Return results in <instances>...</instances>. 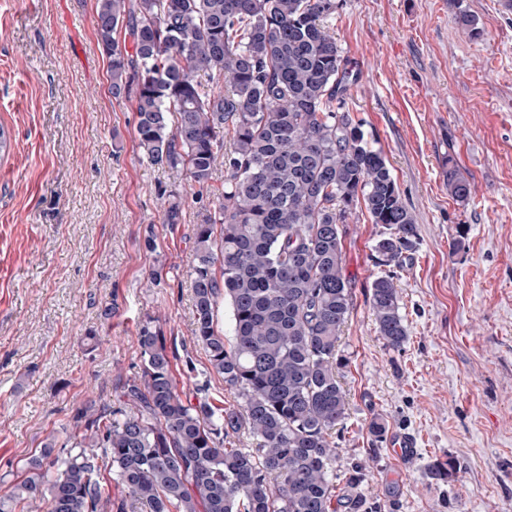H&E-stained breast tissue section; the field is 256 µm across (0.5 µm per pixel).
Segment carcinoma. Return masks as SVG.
Wrapping results in <instances>:
<instances>
[{
  "mask_svg": "<svg viewBox=\"0 0 512 512\" xmlns=\"http://www.w3.org/2000/svg\"><path fill=\"white\" fill-rule=\"evenodd\" d=\"M335 12L336 0H95L110 92L134 102L139 148L208 196L191 264L194 338L240 402L184 397L149 320L141 374L118 407L77 408L73 432L46 443L0 512H336L331 436L348 409L337 343L353 310L340 224L364 202L392 229L374 249L393 267L417 225L384 154L339 114L347 72L326 23ZM219 161L224 186L213 189ZM448 187L470 195L453 169ZM158 196L163 223H182L178 193ZM370 288L379 333L399 349L395 277ZM221 298L230 337L215 325ZM243 426L257 447H224ZM361 482L358 471L346 478L348 512H369Z\"/></svg>",
  "mask_w": 512,
  "mask_h": 512,
  "instance_id": "1",
  "label": "carcinoma"
}]
</instances>
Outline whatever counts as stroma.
Returning <instances> with one entry per match:
<instances>
[{
  "label": "stroma",
  "instance_id": "1",
  "mask_svg": "<svg viewBox=\"0 0 512 512\" xmlns=\"http://www.w3.org/2000/svg\"><path fill=\"white\" fill-rule=\"evenodd\" d=\"M95 0H0V498L76 408L139 369L155 319L188 398H238L194 340L189 276L203 211L143 162L132 101L112 98ZM352 75L343 112L386 156L418 239L398 269L407 340L369 304L389 234L357 205L340 226L354 309L338 342L349 409L339 476L361 467L373 512H512V6L506 0H336ZM475 20L471 37L458 16ZM456 169L471 193L448 189ZM184 220L163 224L158 193ZM111 307V318L101 311ZM382 418L386 432L369 431ZM416 438L413 454L391 439ZM452 460L448 481L431 479Z\"/></svg>",
  "mask_w": 512,
  "mask_h": 512
}]
</instances>
